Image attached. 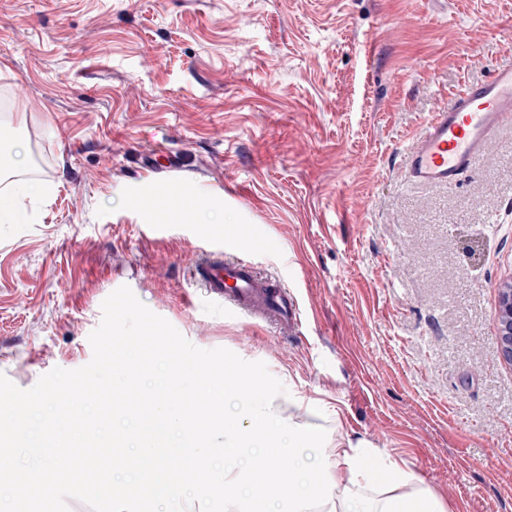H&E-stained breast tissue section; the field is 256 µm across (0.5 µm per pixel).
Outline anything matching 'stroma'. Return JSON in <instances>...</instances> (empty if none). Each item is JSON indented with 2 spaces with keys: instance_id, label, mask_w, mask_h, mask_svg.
I'll use <instances>...</instances> for the list:
<instances>
[{
  "instance_id": "obj_1",
  "label": "stroma",
  "mask_w": 512,
  "mask_h": 512,
  "mask_svg": "<svg viewBox=\"0 0 512 512\" xmlns=\"http://www.w3.org/2000/svg\"><path fill=\"white\" fill-rule=\"evenodd\" d=\"M512 63V0H0V373L92 358L128 286L202 349L264 362L328 438L386 450L449 512H512V125L456 187L409 181L433 112ZM250 262L289 335L194 284ZM41 192L35 183H23L10 192L0 193V224H30L32 214L23 204L24 198H35ZM496 336L503 358L512 361V283L500 288Z\"/></svg>"
}]
</instances>
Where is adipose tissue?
I'll list each match as a JSON object with an SVG mask.
<instances>
[{"label": "adipose tissue", "mask_w": 512, "mask_h": 512, "mask_svg": "<svg viewBox=\"0 0 512 512\" xmlns=\"http://www.w3.org/2000/svg\"><path fill=\"white\" fill-rule=\"evenodd\" d=\"M190 365L187 359L176 361L167 384L140 410L137 447L141 455L170 448L183 458L184 468L189 472L199 466L200 455H221L224 493L229 496L244 478L233 453L242 442L263 439L265 454L259 470L263 477L273 475L277 457L288 452L287 441L298 442L303 448L322 443L321 428H305L285 421L276 407L277 394L268 392L261 403L242 404L237 420L210 416L211 432L224 435L223 447L210 445L185 411L181 379ZM283 432L288 435L284 442L279 439ZM328 466L333 478L325 488L307 485L298 478L297 466L289 467L285 492L289 512H447L435 494L412 473L400 467L385 451L367 449L365 443L337 440L336 453ZM125 493L134 499L148 497L162 512H195V504L202 497L193 484L177 481L172 472L160 468L153 470L146 481L128 485Z\"/></svg>", "instance_id": "1"}]
</instances>
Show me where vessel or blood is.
Returning a JSON list of instances; mask_svg holds the SVG:
<instances>
[{
  "label": "vessel or blood",
  "instance_id": "vessel-or-blood-1",
  "mask_svg": "<svg viewBox=\"0 0 512 512\" xmlns=\"http://www.w3.org/2000/svg\"><path fill=\"white\" fill-rule=\"evenodd\" d=\"M512 122V65L465 87L427 121L406 154V171L422 183L455 186L489 153L495 132ZM192 279L246 316L282 329L295 327L298 304L275 280L243 260L205 262Z\"/></svg>",
  "mask_w": 512,
  "mask_h": 512
}]
</instances>
